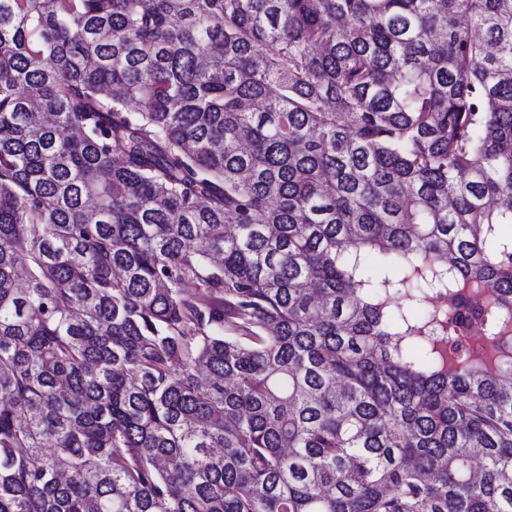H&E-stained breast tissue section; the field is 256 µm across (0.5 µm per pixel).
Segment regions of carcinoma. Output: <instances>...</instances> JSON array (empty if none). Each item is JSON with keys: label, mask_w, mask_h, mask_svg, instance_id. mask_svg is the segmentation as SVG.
I'll list each match as a JSON object with an SVG mask.
<instances>
[{"label": "carcinoma", "mask_w": 512, "mask_h": 512, "mask_svg": "<svg viewBox=\"0 0 512 512\" xmlns=\"http://www.w3.org/2000/svg\"><path fill=\"white\" fill-rule=\"evenodd\" d=\"M0 512H512V0H0Z\"/></svg>", "instance_id": "obj_1"}]
</instances>
